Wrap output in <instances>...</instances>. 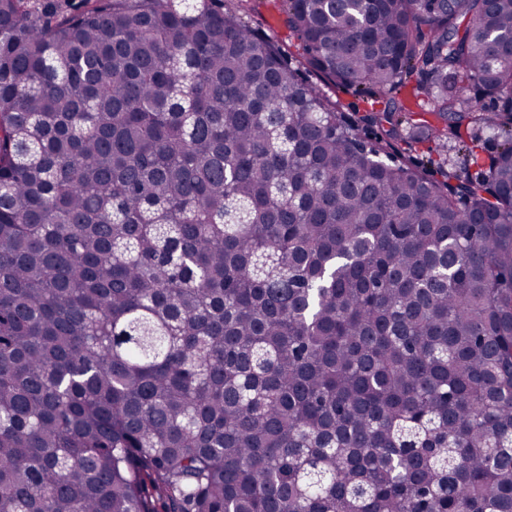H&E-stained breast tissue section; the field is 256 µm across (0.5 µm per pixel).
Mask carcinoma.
I'll return each instance as SVG.
<instances>
[{"label":"carcinoma","instance_id":"cac0c4a2","mask_svg":"<svg viewBox=\"0 0 512 512\" xmlns=\"http://www.w3.org/2000/svg\"><path fill=\"white\" fill-rule=\"evenodd\" d=\"M250 2L0 0V512H512V0ZM34 1V10L43 17L50 19L60 12H70L79 6L81 0H32ZM278 4L272 0H256L253 10L244 17L245 21L260 33L279 39L287 46L297 44L283 23L284 15ZM430 150L433 152L435 158L437 157L438 159L441 157L445 159L447 168L459 169V167H463V154L461 150H459L458 143L455 141H437V139L428 138L426 132L424 143L416 145V151L413 150L412 154L418 158H424L425 160Z\"/></svg>","mask_w":512,"mask_h":512}]
</instances>
